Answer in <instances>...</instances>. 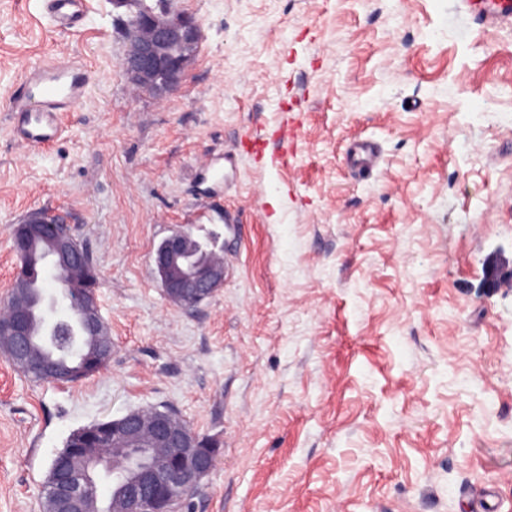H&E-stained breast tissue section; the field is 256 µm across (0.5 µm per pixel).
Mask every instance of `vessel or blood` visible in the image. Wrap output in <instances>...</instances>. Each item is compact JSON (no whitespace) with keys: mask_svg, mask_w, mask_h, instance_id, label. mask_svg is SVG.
Here are the masks:
<instances>
[{"mask_svg":"<svg viewBox=\"0 0 512 512\" xmlns=\"http://www.w3.org/2000/svg\"><path fill=\"white\" fill-rule=\"evenodd\" d=\"M81 3L82 0H44V7L55 26L72 29L82 21ZM90 83L88 72L65 57L28 66L23 87L10 107L15 137L37 150L53 145L60 132V113L81 104Z\"/></svg>","mask_w":512,"mask_h":512,"instance_id":"obj_1","label":"vessel or blood"}]
</instances>
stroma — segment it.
Segmentation results:
<instances>
[{"mask_svg": "<svg viewBox=\"0 0 512 512\" xmlns=\"http://www.w3.org/2000/svg\"><path fill=\"white\" fill-rule=\"evenodd\" d=\"M170 4L202 39L160 100L122 68L112 0L70 31L0 0V298L10 226L61 216L112 338L67 385L0 353V512H43L74 431L155 407L222 445L182 512H512V292L482 286L512 258V21L464 0ZM63 54L90 92L33 150L9 99ZM176 232L226 265L192 308L153 262Z\"/></svg>", "mask_w": 512, "mask_h": 512, "instance_id": "35a3bbf8", "label": "stroma"}]
</instances>
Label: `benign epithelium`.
<instances>
[{
	"instance_id": "7a95c632",
	"label": "benign epithelium",
	"mask_w": 512,
	"mask_h": 512,
	"mask_svg": "<svg viewBox=\"0 0 512 512\" xmlns=\"http://www.w3.org/2000/svg\"><path fill=\"white\" fill-rule=\"evenodd\" d=\"M124 32L128 50L122 67L131 82L158 98L177 91L202 38L200 22L188 13L165 10L131 19ZM13 239L18 264L12 298L8 308L0 310V338L6 341L10 358L58 380L78 371L101 370L112 358V340L106 337L97 293L83 297L74 292L60 300L52 296L41 308L35 306L37 280L84 263L85 249L76 244L75 235L41 216L16 225ZM154 264L166 295L184 307L200 303L224 283V261L198 255L179 232L162 241ZM484 285L490 292L512 288V259L497 256L489 261ZM66 324L72 335L59 354L80 352L82 368L59 359L33 361L34 337L53 345ZM75 457L83 460L85 484L112 475L110 512H176L215 466L213 449L203 447L174 411L131 410L76 431L53 459L47 486L58 512H99L96 502L82 495L72 479L70 462Z\"/></svg>"
}]
</instances>
